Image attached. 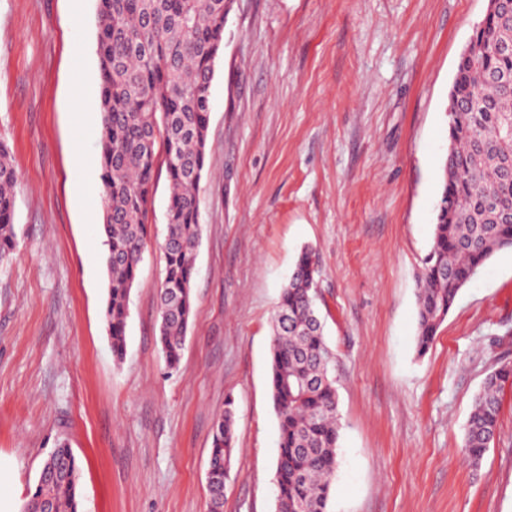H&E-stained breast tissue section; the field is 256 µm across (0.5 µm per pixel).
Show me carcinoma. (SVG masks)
I'll return each instance as SVG.
<instances>
[{"label":"carcinoma","instance_id":"carcinoma-1","mask_svg":"<svg viewBox=\"0 0 512 512\" xmlns=\"http://www.w3.org/2000/svg\"><path fill=\"white\" fill-rule=\"evenodd\" d=\"M226 0H97L96 53L103 110L100 170L110 287L104 317L113 356L125 352L130 295L150 235L159 152L170 195L162 246L159 341L179 367L192 316L201 236L197 187L206 162L210 87L224 42ZM512 0L488 5L458 57L448 95V152L431 249L418 279L416 348L426 353L463 290L496 253L512 248ZM17 175L0 141V262L16 247ZM313 252L298 254L282 288L271 338V394L279 420L277 512H328L340 424L331 349L317 306ZM512 365L490 372L474 397L463 456L477 467L500 431ZM232 403L218 417L209 458L210 512H220L233 456ZM79 465L61 442L42 463L23 512H80Z\"/></svg>","mask_w":512,"mask_h":512}]
</instances>
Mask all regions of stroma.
<instances>
[{"label": "stroma", "instance_id": "obj_1", "mask_svg": "<svg viewBox=\"0 0 512 512\" xmlns=\"http://www.w3.org/2000/svg\"><path fill=\"white\" fill-rule=\"evenodd\" d=\"M488 0H228L211 84L193 312L159 342L169 186L112 355L96 0H0V141L18 183L0 263V472L20 512L46 454L80 466L81 512H209L212 428L235 400L223 512H276L270 344L302 247L316 255L340 441L329 512H512V388L479 468L460 450L485 376L512 363V249L418 354L417 283L448 151L456 61Z\"/></svg>", "mask_w": 512, "mask_h": 512}]
</instances>
